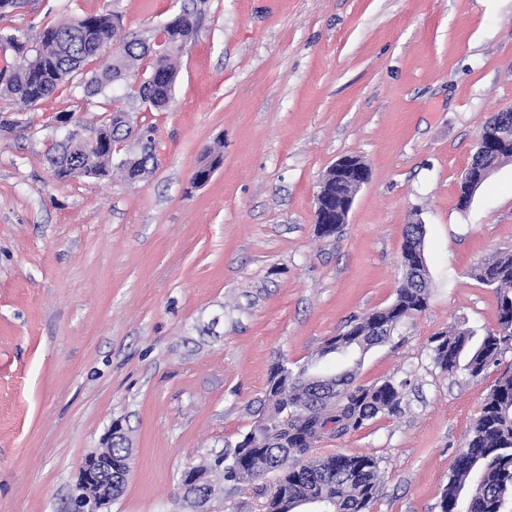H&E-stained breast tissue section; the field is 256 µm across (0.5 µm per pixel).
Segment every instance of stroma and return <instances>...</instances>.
<instances>
[{
	"label": "stroma",
	"mask_w": 512,
	"mask_h": 512,
	"mask_svg": "<svg viewBox=\"0 0 512 512\" xmlns=\"http://www.w3.org/2000/svg\"><path fill=\"white\" fill-rule=\"evenodd\" d=\"M192 0H39L0 17L38 34L96 14L119 35H155ZM200 31L177 58L173 101L146 108L155 163L59 181L46 160L55 119L99 124L79 81L35 110L0 96V512H67L78 468L120 422L134 464L112 512H193L177 484L261 416L270 369L311 364L350 321L401 286L406 224L421 221L425 312L363 356L357 381L403 383L381 413L312 454H363L380 467L370 512H440L451 467L512 352L481 380L448 375L429 350L451 327L498 329L497 295L469 275L512 252V161L467 209L461 176L479 135L512 109V0H202ZM223 163L192 188L205 148ZM359 156L370 177L347 222L319 236L326 170ZM214 488L208 512H261L249 484Z\"/></svg>",
	"instance_id": "1"
}]
</instances>
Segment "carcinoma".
Instances as JSON below:
<instances>
[{"mask_svg": "<svg viewBox=\"0 0 512 512\" xmlns=\"http://www.w3.org/2000/svg\"><path fill=\"white\" fill-rule=\"evenodd\" d=\"M198 10H183L166 21L153 41H117L120 18L112 14L90 15L75 27L70 22L45 27L31 40L10 33L20 63L15 66L0 95L25 108L49 98L63 83L98 60L101 69L82 81L88 98L106 92L126 80L138 62L151 60L155 86L139 90L142 101L161 110L172 100L177 81L174 57L199 33ZM0 34V40L6 37ZM122 109H106V119L95 127L96 142L85 145L87 164L74 171L63 164L66 148L51 149L47 162L61 181L75 177H105L112 171V136ZM153 155L142 151L117 168L136 182L144 178ZM414 225L406 228L401 249L405 285L397 290L387 312L378 315L385 323L398 322L421 313L428 306L427 264L420 262L422 240H411ZM469 276L496 290L499 327L472 342L469 330L451 328L431 337L429 350L442 372L459 369L472 378L500 364L512 350V254L499 252L474 265ZM376 322L364 319L336 336V351L364 354L371 347L391 340L376 335ZM403 384L387 379L380 384L361 385L356 369L321 376L303 366L293 371L276 363L265 390L267 425L244 435L233 448L217 455L209 469L221 471L226 482H253L262 475H275L273 483L255 487L264 499L265 512H295L300 503L320 496L335 502V512H368L380 481L379 462L366 455L336 454L310 461L297 471L292 458L311 450L325 435L342 436L356 430L379 413L400 411ZM512 501V373L504 372L485 397L464 448L456 456L439 503L440 512H504Z\"/></svg>", "mask_w": 512, "mask_h": 512, "instance_id": "cac0c4a2", "label": "carcinoma"}]
</instances>
